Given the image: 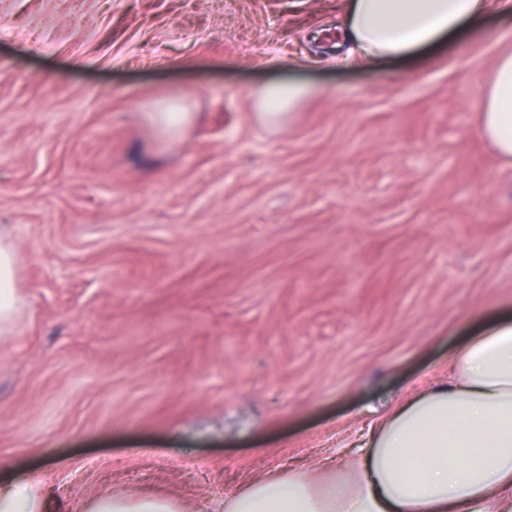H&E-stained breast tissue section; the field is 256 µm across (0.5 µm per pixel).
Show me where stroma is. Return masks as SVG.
<instances>
[{"label": "stroma", "mask_w": 512, "mask_h": 512, "mask_svg": "<svg viewBox=\"0 0 512 512\" xmlns=\"http://www.w3.org/2000/svg\"><path fill=\"white\" fill-rule=\"evenodd\" d=\"M503 2L385 63L348 0H0V489L214 512L345 460L511 319L512 161L477 133ZM280 79L315 92L271 127ZM314 92L311 86L296 81L266 84L251 92L250 107L259 121L278 125ZM149 116L156 128L171 139L180 135L190 118L189 112H183L182 105L178 103L165 104L159 112H150ZM15 253L0 243V327L8 325L17 311L19 298L13 287Z\"/></svg>", "instance_id": "obj_1"}]
</instances>
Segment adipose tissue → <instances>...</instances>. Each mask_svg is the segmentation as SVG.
<instances>
[{
	"label": "adipose tissue",
	"mask_w": 512,
	"mask_h": 512,
	"mask_svg": "<svg viewBox=\"0 0 512 512\" xmlns=\"http://www.w3.org/2000/svg\"><path fill=\"white\" fill-rule=\"evenodd\" d=\"M485 0H350L347 28L360 54L393 60L478 18ZM311 86L282 81L250 94L259 121L282 123ZM479 135L512 159V53L497 60ZM85 512H179L162 497L91 499ZM220 512H512V322L493 324L451 357V377L397 406L338 471L254 480Z\"/></svg>",
	"instance_id": "adipose-tissue-1"
}]
</instances>
